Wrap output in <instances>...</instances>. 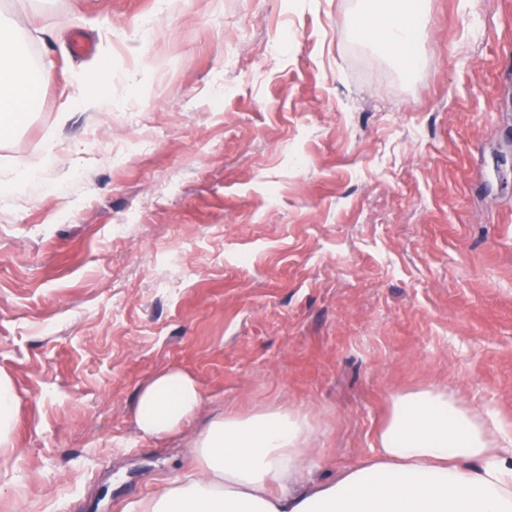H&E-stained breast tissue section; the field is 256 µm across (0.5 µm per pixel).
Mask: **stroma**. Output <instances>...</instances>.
Masks as SVG:
<instances>
[{
    "label": "stroma",
    "instance_id": "35a3bbf8",
    "mask_svg": "<svg viewBox=\"0 0 512 512\" xmlns=\"http://www.w3.org/2000/svg\"><path fill=\"white\" fill-rule=\"evenodd\" d=\"M358 6L0 0L52 63L0 139V512H124L228 411L310 413L328 477L400 392L512 423V0H423L411 74ZM168 368L203 405L147 438ZM202 402L200 386L193 376L182 370L166 369L139 388L131 415L144 436L164 438L183 427ZM17 398L10 378L0 373V452L13 448L12 432L15 421Z\"/></svg>",
    "mask_w": 512,
    "mask_h": 512
}]
</instances>
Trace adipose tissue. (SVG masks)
<instances>
[{
  "mask_svg": "<svg viewBox=\"0 0 512 512\" xmlns=\"http://www.w3.org/2000/svg\"><path fill=\"white\" fill-rule=\"evenodd\" d=\"M422 0H387L359 24L408 69ZM51 73L29 68L22 41L0 26V134L18 127ZM203 402L189 373L166 369L142 385L131 415L147 437L183 427ZM308 413L271 405L211 419L192 441L193 467L125 512H512V427L440 389L395 395L371 457L329 479Z\"/></svg>",
  "mask_w": 512,
  "mask_h": 512,
  "instance_id": "1",
  "label": "adipose tissue"
}]
</instances>
